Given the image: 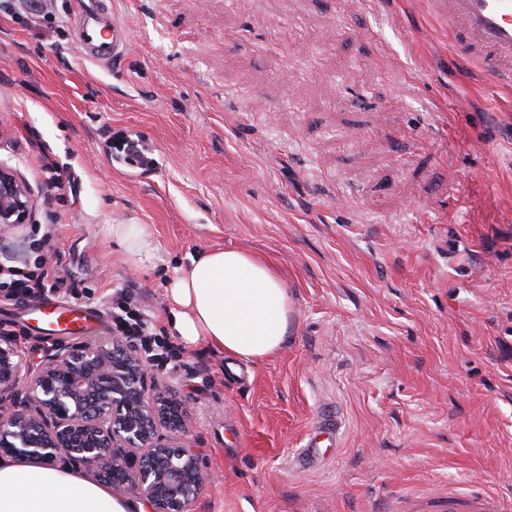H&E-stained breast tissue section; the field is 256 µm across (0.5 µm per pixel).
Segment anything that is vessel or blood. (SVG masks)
I'll list each match as a JSON object with an SVG mask.
<instances>
[{
    "mask_svg": "<svg viewBox=\"0 0 512 512\" xmlns=\"http://www.w3.org/2000/svg\"><path fill=\"white\" fill-rule=\"evenodd\" d=\"M77 42L85 59L109 65L131 43L128 26L104 0H74ZM430 13L448 28L459 55L492 76L512 77V0H428ZM41 329L47 335L86 333L96 311L85 305L39 307ZM391 512H512V502L471 488L432 490L399 496Z\"/></svg>",
    "mask_w": 512,
    "mask_h": 512,
    "instance_id": "vessel-or-blood-1",
    "label": "vessel or blood"
}]
</instances>
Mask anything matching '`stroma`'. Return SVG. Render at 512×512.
I'll use <instances>...</instances> for the list:
<instances>
[{
  "instance_id": "1",
  "label": "stroma",
  "mask_w": 512,
  "mask_h": 512,
  "mask_svg": "<svg viewBox=\"0 0 512 512\" xmlns=\"http://www.w3.org/2000/svg\"><path fill=\"white\" fill-rule=\"evenodd\" d=\"M70 2L0 0V163L33 198L0 262L54 225L67 283L95 307L131 289L163 332L168 277L212 246L292 294L286 344L239 375L205 342L147 370L190 408L210 475L191 512L512 497V83L458 56L427 0H108L133 31L117 68L83 58ZM107 224L145 225L154 266L127 268ZM4 327L34 365L65 342L20 304ZM328 414L338 450L299 468Z\"/></svg>"
}]
</instances>
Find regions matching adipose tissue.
<instances>
[{
	"mask_svg": "<svg viewBox=\"0 0 512 512\" xmlns=\"http://www.w3.org/2000/svg\"><path fill=\"white\" fill-rule=\"evenodd\" d=\"M104 230L133 269L152 264L158 245L140 224ZM170 329L181 343L205 341L240 363L277 353L288 336L292 297L272 264L243 248L214 247L175 270L167 285ZM0 512H143L82 474L47 462L0 460Z\"/></svg>",
	"mask_w": 512,
	"mask_h": 512,
	"instance_id": "ef3b65f1",
	"label": "adipose tissue"
}]
</instances>
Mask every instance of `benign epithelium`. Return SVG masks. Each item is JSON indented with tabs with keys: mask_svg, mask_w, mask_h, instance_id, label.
Returning a JSON list of instances; mask_svg holds the SVG:
<instances>
[{
	"mask_svg": "<svg viewBox=\"0 0 512 512\" xmlns=\"http://www.w3.org/2000/svg\"><path fill=\"white\" fill-rule=\"evenodd\" d=\"M29 187L0 164V227L28 223ZM187 404L151 394L138 355L112 338L58 347L34 366L0 339V454L24 462L64 454L150 512H190L208 478L166 432L188 428Z\"/></svg>",
	"mask_w": 512,
	"mask_h": 512,
	"instance_id": "7a95c632",
	"label": "benign epithelium"
}]
</instances>
